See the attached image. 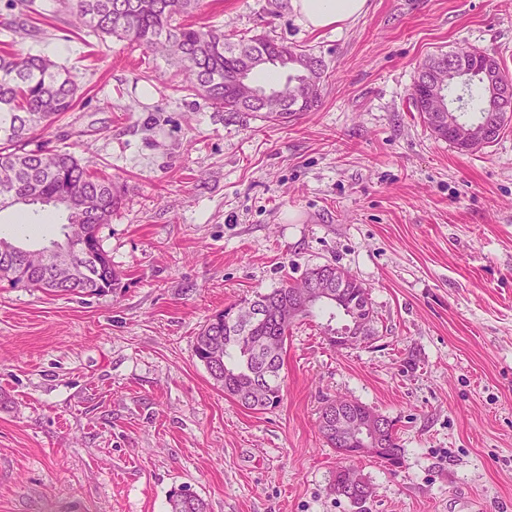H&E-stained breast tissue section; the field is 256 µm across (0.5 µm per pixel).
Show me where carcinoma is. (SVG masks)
I'll return each mask as SVG.
<instances>
[{"label":"carcinoma","instance_id":"obj_1","mask_svg":"<svg viewBox=\"0 0 512 512\" xmlns=\"http://www.w3.org/2000/svg\"><path fill=\"white\" fill-rule=\"evenodd\" d=\"M199 6V0H75L70 26L89 28L97 35L126 40L153 53L167 54L187 76L186 89L195 92L208 105L232 117H260L286 122L300 112L318 106L324 60L306 49L290 46L265 35L241 36L234 40L217 25L199 26L186 20ZM275 48L288 53L285 82L288 104L256 105L239 98L229 84L233 72L256 55ZM475 48H460L450 54L457 70L476 71L481 67ZM458 82L448 76L447 96ZM468 101H478L475 121L464 119L463 96H455L454 126H448V113L429 112L422 101L411 96L436 138L462 153L480 151L492 145L481 142L479 134L487 111V91L479 81L465 84ZM80 86L71 71L40 54H20L5 43L0 49V197L16 196L12 204L63 209L64 236L81 244L72 269L55 270L54 256L29 251L27 263L13 259L22 246L0 237V282L13 288H32L62 295H97L112 287L117 274L103 249L98 228L107 224L121 203V195L111 174L99 169L88 158L66 150L27 149L32 134L49 128L71 111L79 99ZM306 276L319 278L331 289L334 299L318 301L311 308H295L300 285L286 283L255 300L263 305L266 318L250 321L241 316L230 320L226 311L213 315L196 336L194 353L224 394L254 410L278 407L283 398L281 370L288 333L298 321L330 310L323 326L330 344L336 337H351L350 345H361L373 335L375 323L369 290L355 276L331 264L317 266ZM327 444L344 456L359 448L350 439H338L318 424ZM377 459L395 467L402 459L395 424L388 423L385 446ZM330 492L353 504L372 496L369 483L349 492L344 489L341 470H336ZM170 512H208L207 503L184 488L169 494Z\"/></svg>","mask_w":512,"mask_h":512}]
</instances>
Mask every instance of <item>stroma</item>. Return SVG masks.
<instances>
[{
    "instance_id": "stroma-1",
    "label": "stroma",
    "mask_w": 512,
    "mask_h": 512,
    "mask_svg": "<svg viewBox=\"0 0 512 512\" xmlns=\"http://www.w3.org/2000/svg\"><path fill=\"white\" fill-rule=\"evenodd\" d=\"M199 24L322 56L321 101L288 123L235 119L164 57L89 31L57 0L12 22L14 49L77 74L82 97L33 146L117 178L98 236L119 280L94 296L0 283V512H512V127L464 154L410 104L427 56L472 47L512 78V0H369L310 32L281 0H202ZM27 216L41 232L17 222ZM62 213L16 205L0 235L62 240ZM332 264L369 290L377 334L333 346L290 330L283 400L259 411L214 384L195 338L224 306ZM392 420L400 467L362 457L355 505L326 399ZM341 468H338L332 478L330 483V492L335 494L338 497H343L350 501L353 504H362L365 503L372 496V488L370 484L366 481L363 483V487L353 492L345 491L343 486V477L341 473ZM180 488L169 494L170 512H207V503L198 495Z\"/></svg>"
}]
</instances>
